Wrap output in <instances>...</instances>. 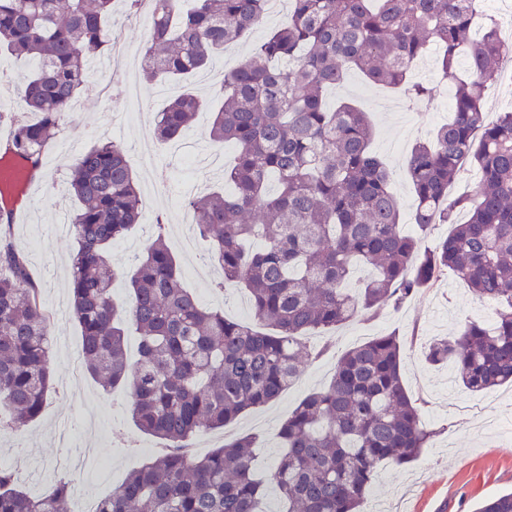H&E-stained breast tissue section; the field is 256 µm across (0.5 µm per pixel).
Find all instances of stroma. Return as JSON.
Returning a JSON list of instances; mask_svg holds the SVG:
<instances>
[{
	"label": "stroma",
	"mask_w": 512,
	"mask_h": 512,
	"mask_svg": "<svg viewBox=\"0 0 512 512\" xmlns=\"http://www.w3.org/2000/svg\"><path fill=\"white\" fill-rule=\"evenodd\" d=\"M439 54L437 47H429L424 62L412 71L415 82L432 90L431 98L416 108L386 109V101L397 99V91L373 86L356 71L327 94L328 104L346 101L367 112L374 130L372 150L393 172L392 190L406 216L413 208L406 173L411 150L428 140L451 116L450 110L439 104L446 85L437 63ZM103 79L102 72L91 73L79 94L78 112L58 134L52 151L72 146L81 153L104 137L109 104H125L126 98L124 86L116 83L111 101H104ZM156 91V86L142 84L144 105L138 117L114 135L126 150L143 200L142 223L112 249L113 264L127 270L135 266L154 238L157 218H164L170 226L176 224L186 199L224 184L222 174L217 173L192 185L183 155L162 145L157 166L165 167L168 187L166 192H156V167L143 166L138 160L139 147L152 138L156 115L166 105L165 100L156 98ZM68 173L65 164L51 168L48 181L35 185L34 199L28 200L21 220L10 229L13 243L28 259L41 301L51 316L52 331L62 342L53 350L50 361L55 393L41 415L23 431L0 432V462L15 469L20 488L30 495L47 494L57 479L71 475L75 489L96 502L108 496L131 470L147 462L159 442L134 425L126 391L105 393L87 373H71L67 365V356L80 355L82 346L80 330L70 312L68 290L75 242L72 235L57 231L58 225L69 223L78 207L77 199L66 189ZM168 243L180 262L186 288L206 306L223 310L233 319L252 322L246 292L224 294L197 279V268L208 262L205 244H198L194 252L188 253L176 237H169ZM495 317V304L476 299L454 274L444 275L400 307L334 331L330 351L274 403L223 430L200 432L192 448L195 454L203 455L223 445L227 438L253 433L259 438L256 466L269 469L280 454L278 432L282 422L301 399L329 381L338 358L355 345L393 333L404 341L405 386L436 435L405 469L381 467L363 512H475L483 501L512 490V446H505L491 428L492 423L512 419V387L469 392L453 366L429 364L423 350L435 337L456 335L465 322L490 323ZM74 430L108 460L103 478L91 479L83 468L69 438Z\"/></svg>",
	"instance_id": "1"
}]
</instances>
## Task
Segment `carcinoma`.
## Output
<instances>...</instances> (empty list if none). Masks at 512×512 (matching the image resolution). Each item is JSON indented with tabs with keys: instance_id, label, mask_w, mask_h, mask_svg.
Listing matches in <instances>:
<instances>
[{
	"instance_id": "obj_1",
	"label": "carcinoma",
	"mask_w": 512,
	"mask_h": 512,
	"mask_svg": "<svg viewBox=\"0 0 512 512\" xmlns=\"http://www.w3.org/2000/svg\"><path fill=\"white\" fill-rule=\"evenodd\" d=\"M268 0H0V47L38 61L19 96L25 112L10 122L8 150L38 166L72 113L91 59L111 49L107 18L117 5L149 7L142 78L186 81L224 48L250 42ZM286 20L250 57L225 71L224 98L210 124L218 147H237L224 169L231 193L188 201L196 229L220 268L219 287L250 294L255 324L203 306L182 284L165 225L130 276L112 265V245L142 214L141 192L125 149L105 139L70 168L67 190L79 201L71 219L70 306L81 330L85 369L110 393L126 387L130 412L162 448L131 471L96 512H266L264 487L280 512H361L378 470L417 458L433 432L404 385L403 344L376 336L344 352L329 384L306 395L279 430L282 452L259 476L255 437L239 436L203 456L189 442L222 430L277 399L316 359L306 344L357 319L398 307L451 271L480 300L497 305L495 322H469L434 339L425 358L452 365L473 392L512 384V111L486 121V90L509 52L496 23L473 31L484 0H289ZM454 84L453 118L433 143L414 148L407 176L411 219L421 232L451 224L448 237L421 250L400 230L391 173L371 151L365 113L331 107L325 91L351 69L401 88L415 104L428 89L409 81L429 44ZM466 67L458 69V59ZM203 108L191 90L159 113L155 138L175 141ZM470 164L480 173L472 195L448 197ZM276 180V192L269 190ZM465 211L463 222L456 213ZM372 268L360 287L349 280ZM127 279L126 319L112 294ZM139 337L131 361L126 325ZM51 319L28 260L0 235V417L20 431L55 392L48 367ZM72 482L59 479L31 497L0 466V512H68ZM476 512H512V491Z\"/></svg>"
}]
</instances>
